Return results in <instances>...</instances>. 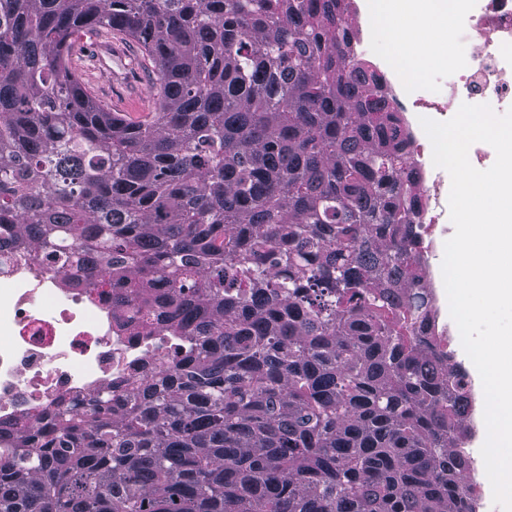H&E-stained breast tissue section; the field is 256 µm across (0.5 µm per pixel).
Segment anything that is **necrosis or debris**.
<instances>
[{"mask_svg": "<svg viewBox=\"0 0 512 512\" xmlns=\"http://www.w3.org/2000/svg\"><path fill=\"white\" fill-rule=\"evenodd\" d=\"M453 48L441 94L419 89L405 96L399 71L380 78L392 111L451 119L464 103L512 108V0H455ZM407 174L428 181L417 220V254H435L447 235L448 192L432 176L429 141L411 139ZM25 240L0 245V423L78 408L92 392L124 389L132 378L187 352V341L160 325L136 319L120 329L105 285L67 288V276L49 255L29 261Z\"/></svg>", "mask_w": 512, "mask_h": 512, "instance_id": "1", "label": "necrosis or debris"}]
</instances>
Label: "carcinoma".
<instances>
[{"label":"carcinoma","instance_id":"carcinoma-1","mask_svg":"<svg viewBox=\"0 0 512 512\" xmlns=\"http://www.w3.org/2000/svg\"><path fill=\"white\" fill-rule=\"evenodd\" d=\"M340 0H0V237L190 350L0 458V512H476L467 377L416 335L410 138ZM129 36L159 111L73 36ZM93 36L101 41L112 44L111 49H104L108 58L112 61V67L106 62L101 53H97L95 63L101 69L107 71L112 78V70L120 72V61L113 58L119 56L122 63L130 68L131 77L126 83H113L103 73L94 69V64L87 57L88 49L82 47L83 56L72 58V68L82 78L88 91L101 104L112 109V112H122L131 119H136V112H149L153 110L155 103L154 75L151 63L144 59L139 45L129 37L122 34L105 32H92L81 36L85 38L84 45L91 48ZM149 67V69L147 68Z\"/></svg>","mask_w":512,"mask_h":512}]
</instances>
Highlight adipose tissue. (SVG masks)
<instances>
[{
	"label": "adipose tissue",
	"instance_id": "ef3b65f1",
	"mask_svg": "<svg viewBox=\"0 0 512 512\" xmlns=\"http://www.w3.org/2000/svg\"><path fill=\"white\" fill-rule=\"evenodd\" d=\"M384 49L407 48V70L417 78L447 58L448 0H369Z\"/></svg>",
	"mask_w": 512,
	"mask_h": 512
}]
</instances>
